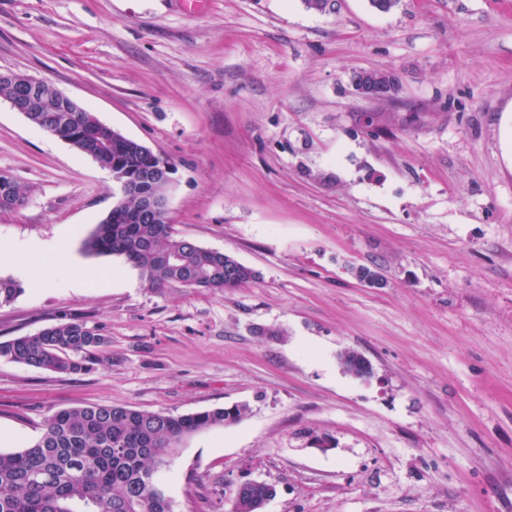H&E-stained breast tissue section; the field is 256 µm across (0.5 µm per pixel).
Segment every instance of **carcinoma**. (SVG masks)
Here are the masks:
<instances>
[{
	"label": "carcinoma",
	"instance_id": "obj_1",
	"mask_svg": "<svg viewBox=\"0 0 512 512\" xmlns=\"http://www.w3.org/2000/svg\"><path fill=\"white\" fill-rule=\"evenodd\" d=\"M36 101L41 111L29 113L30 123L51 134L73 133L72 146L112 171L117 183L137 181L143 192H168L152 178L164 161L161 155L105 127L78 103L62 104L46 90ZM23 203L14 179L1 180L0 210ZM137 207V198H119L86 240V250L125 258L150 288L176 281L219 293L254 277L233 256L175 236L169 217L141 218ZM23 292L21 281L0 276V304ZM105 344L97 328L70 321L1 341L0 359L77 374L88 369ZM239 416L222 407L180 416L114 405L60 409L29 446L0 452V512H172L171 500L153 486L155 473L185 439ZM260 494L242 496L233 503V512H254Z\"/></svg>",
	"mask_w": 512,
	"mask_h": 512
}]
</instances>
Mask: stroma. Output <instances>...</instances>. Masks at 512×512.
Instances as JSON below:
<instances>
[{
  "mask_svg": "<svg viewBox=\"0 0 512 512\" xmlns=\"http://www.w3.org/2000/svg\"><path fill=\"white\" fill-rule=\"evenodd\" d=\"M333 3L0 0V73L163 156L174 233L254 272L152 289L88 253L111 172L0 98V172L25 197L0 245L61 241L101 273L25 283L0 341L72 319L106 338L78 375L0 359V452L72 406L238 405L159 471L173 512H231L247 480L276 484L264 512H512V0ZM363 70L395 72V99L360 97Z\"/></svg>",
  "mask_w": 512,
  "mask_h": 512,
  "instance_id": "obj_1",
  "label": "stroma"
}]
</instances>
